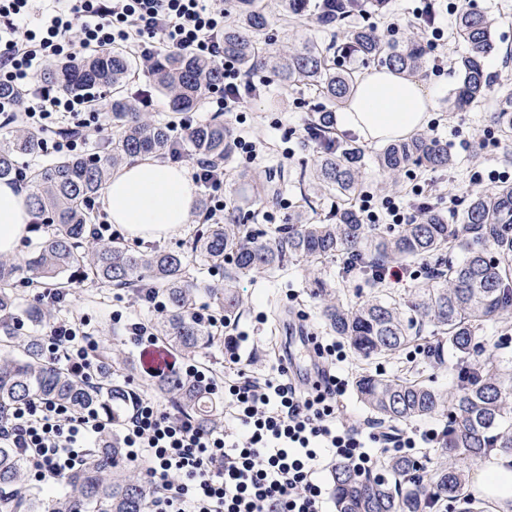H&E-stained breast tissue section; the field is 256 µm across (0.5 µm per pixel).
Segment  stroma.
<instances>
[{
    "label": "stroma",
    "instance_id": "35a3bbf8",
    "mask_svg": "<svg viewBox=\"0 0 512 512\" xmlns=\"http://www.w3.org/2000/svg\"><path fill=\"white\" fill-rule=\"evenodd\" d=\"M474 8L497 19L495 36L503 51L488 59L486 69L491 76L485 102L468 112H453L448 99L457 85V75L451 66L428 69L422 83L437 94L426 130L440 139L456 157L453 169L444 172L412 171L405 176L406 187L421 185L432 202L447 209L449 196L464 199L468 194L488 189L481 176L497 169L512 174V161L505 160L503 148L486 116L500 96L512 90V58L504 51L512 49V0H472ZM313 103L312 93L305 86L288 88L274 75H267L259 92L246 96L242 102L243 127L259 139L257 159L243 153H233L224 165V199L236 219L268 229L287 223L293 215L299 195L297 179L303 162L313 159L318 147L307 137L304 127ZM285 175L277 196L262 194L278 175ZM306 261H290L285 272L270 277L252 273L240 277L237 286L243 307L237 318L238 328L247 335L239 353L248 370L267 372L281 356V339L295 328L307 335L330 339L318 300L312 296L315 287L305 269ZM75 290L71 309L75 317L86 320L89 328L111 323L112 344L132 365L122 383L131 392H150V377L142 367V352L133 344L125 330L129 321L153 322L156 314L147 306L134 301L120 289H113L106 302H98L95 292L81 276H74ZM281 308L279 321L269 316L270 303Z\"/></svg>",
    "mask_w": 512,
    "mask_h": 512
}]
</instances>
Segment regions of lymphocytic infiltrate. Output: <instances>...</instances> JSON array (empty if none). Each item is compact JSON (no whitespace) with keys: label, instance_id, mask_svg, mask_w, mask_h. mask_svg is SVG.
<instances>
[{"label":"lymphocytic infiltrate","instance_id":"1","mask_svg":"<svg viewBox=\"0 0 512 512\" xmlns=\"http://www.w3.org/2000/svg\"><path fill=\"white\" fill-rule=\"evenodd\" d=\"M120 45L144 63L163 50L210 58L223 73L211 90L213 111L230 113L242 92L255 91L253 74L224 55V14L212 0H53L36 9L35 0H0V83L23 87L22 101L0 99L6 123H20L40 134L52 133L53 152H83L89 129H101L107 113L78 94L33 84L50 61L74 59L71 47ZM194 181L208 193L204 221L224 218V171L198 159ZM365 223L386 217L392 224L414 218L410 200L364 194ZM81 323L62 320L49 331L54 359L89 373L95 363ZM316 381L301 383L285 363L253 376L239 355H230L234 375L221 393L224 428L205 431L192 421L161 408L152 399L133 402L118 424L135 465L144 467L155 491L150 512H324L328 491L319 474L325 457L372 473L378 452L414 455L416 449L441 442L436 429L382 431L368 420L344 423L340 402L349 383L334 370L343 361L339 343L315 341ZM103 428L94 413L73 414L41 400L16 408L0 419V445L18 449L35 478H59L80 464L84 450Z\"/></svg>","mask_w":512,"mask_h":512}]
</instances>
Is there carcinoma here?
Instances as JSON below:
<instances>
[{"instance_id":"carcinoma-1","label":"carcinoma","mask_w":512,"mask_h":512,"mask_svg":"<svg viewBox=\"0 0 512 512\" xmlns=\"http://www.w3.org/2000/svg\"><path fill=\"white\" fill-rule=\"evenodd\" d=\"M286 2L285 27L313 21L324 31L350 19L380 17L387 7V0ZM230 3L237 20L224 27V56L237 59L246 71L267 70L284 85L314 90L320 102L307 131L315 136L319 151L299 173L302 204L295 217L276 227L273 235L232 219L203 224L194 231L190 252L218 270L228 259L237 274L271 273L293 259L321 262L341 255L349 265L337 272L338 286L351 273L371 274L379 263L420 260L430 267L426 280L398 299L378 291L364 301H344L335 288L314 278L325 326L360 361L404 360L400 375L359 374L356 390L365 407L389 423L447 419L446 457L425 475L406 456L384 462L386 477L360 475L336 464V512H431L436 499L460 504L459 512H495L499 505L467 492L468 471L462 463L480 462L494 452L512 455V355L475 357L479 340L496 346L502 340L483 335L487 326L512 319V184L469 195L464 208L451 217L427 205L410 224L362 223L357 198L365 153L336 137V109L354 94L360 79L349 58L355 55L416 77L425 63L422 40L387 37L374 24L360 23L341 42L307 39L283 61L266 41L269 18L261 0ZM454 14L453 37L466 48L451 58L459 76L453 107L464 112L484 100L489 84L485 61L499 45L492 36L496 19L475 10L471 0H458ZM134 76L130 55L112 48L91 50L75 63L50 64L39 76L46 86L91 100L100 90H111L116 133L108 153L61 155L27 171L30 204L37 218L48 219V232L33 258L23 263L0 258V416L50 399L70 410L96 413L106 430L85 449L84 464L64 478V489L51 494L30 482L16 449L0 446V512H147L154 496L137 469L127 464L126 449L112 440V420L119 415L124 393L116 377L129 367L112 349V328L88 337L100 369L87 382L66 364L46 357L48 340L41 330L58 316V304H24L16 288L19 278L66 297L72 294L67 273L73 269L99 291L118 288L134 296L141 288H152L165 300L155 330L168 348L189 361L223 350L218 326L195 316L199 283L184 254L136 251L91 235L97 216L86 202L111 180L112 167L135 156L163 157L170 145L174 120L164 122L140 111L125 94ZM150 77L169 97L171 112L178 114L201 108L222 72L205 57L166 52L152 65ZM489 121L499 142L511 150L512 92L499 99ZM187 142L195 154L218 166L231 156L230 132L216 118L191 128ZM42 151L38 135L20 129L5 132L0 180L14 177L20 158ZM374 163L387 175L385 190L394 191L414 166L444 171L455 161L448 148L422 133L384 145ZM326 193L336 196V208L321 213L316 203ZM217 305L228 318L243 306L229 274L217 292ZM418 356L437 369L455 360L457 375L448 390L421 377ZM151 389L202 429L224 424V407L191 378L156 376Z\"/></svg>"}]
</instances>
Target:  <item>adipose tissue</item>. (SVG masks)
I'll use <instances>...</instances> for the list:
<instances>
[{
	"label": "adipose tissue",
	"instance_id": "1",
	"mask_svg": "<svg viewBox=\"0 0 512 512\" xmlns=\"http://www.w3.org/2000/svg\"><path fill=\"white\" fill-rule=\"evenodd\" d=\"M434 105L430 90L397 71L365 75L345 107L339 127L368 142L402 139L423 128ZM195 185L185 166L135 157L114 173L102 201L128 238L152 243L175 235L190 221ZM33 212L25 189L0 181V254H15L29 237ZM474 493L501 504L512 501V459L491 458L472 478Z\"/></svg>",
	"mask_w": 512,
	"mask_h": 512
}]
</instances>
